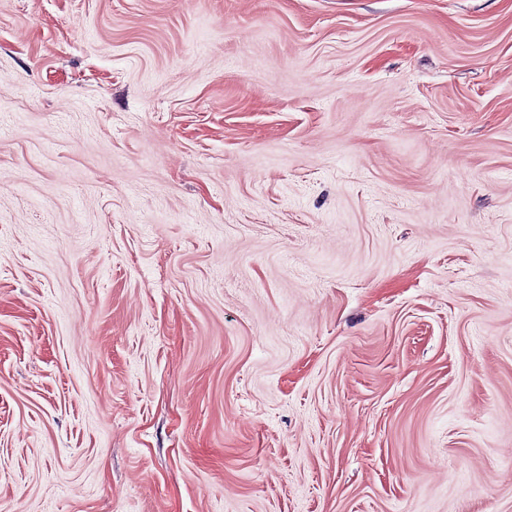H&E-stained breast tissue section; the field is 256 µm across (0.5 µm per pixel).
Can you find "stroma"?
I'll list each match as a JSON object with an SVG mask.
<instances>
[{
    "mask_svg": "<svg viewBox=\"0 0 512 512\" xmlns=\"http://www.w3.org/2000/svg\"><path fill=\"white\" fill-rule=\"evenodd\" d=\"M0 512H512V0H0Z\"/></svg>",
    "mask_w": 512,
    "mask_h": 512,
    "instance_id": "obj_1",
    "label": "stroma"
}]
</instances>
